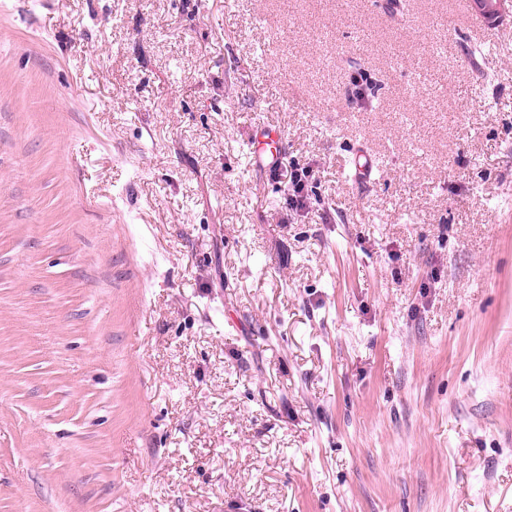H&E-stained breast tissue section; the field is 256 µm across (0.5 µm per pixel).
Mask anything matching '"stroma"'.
Wrapping results in <instances>:
<instances>
[{
    "instance_id": "obj_1",
    "label": "stroma",
    "mask_w": 512,
    "mask_h": 512,
    "mask_svg": "<svg viewBox=\"0 0 512 512\" xmlns=\"http://www.w3.org/2000/svg\"><path fill=\"white\" fill-rule=\"evenodd\" d=\"M464 6L0 0V512H512V18ZM260 136L263 137L265 140L258 141L259 145L264 146L258 147L254 151L256 163L260 162L263 165L269 167L270 169H275L276 165L280 161L281 146L274 140L268 141L270 139V133L268 131H262ZM309 177H311V171L308 168L294 169L290 173L292 188L291 194L287 199L288 207L292 209H302L306 206Z\"/></svg>"
}]
</instances>
